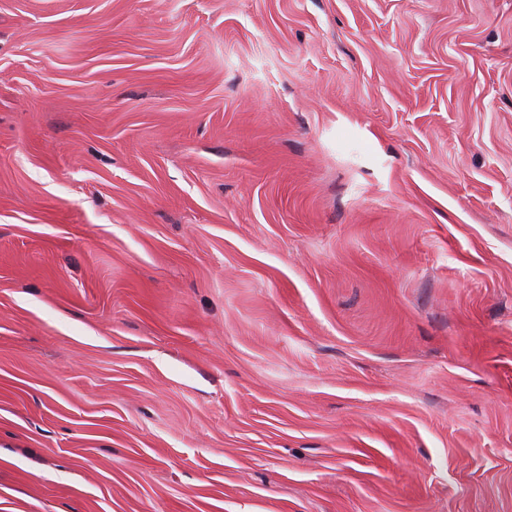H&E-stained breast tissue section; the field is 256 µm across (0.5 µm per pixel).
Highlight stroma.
<instances>
[{
    "mask_svg": "<svg viewBox=\"0 0 512 512\" xmlns=\"http://www.w3.org/2000/svg\"><path fill=\"white\" fill-rule=\"evenodd\" d=\"M0 512H512V0H0Z\"/></svg>",
    "mask_w": 512,
    "mask_h": 512,
    "instance_id": "obj_1",
    "label": "stroma"
}]
</instances>
